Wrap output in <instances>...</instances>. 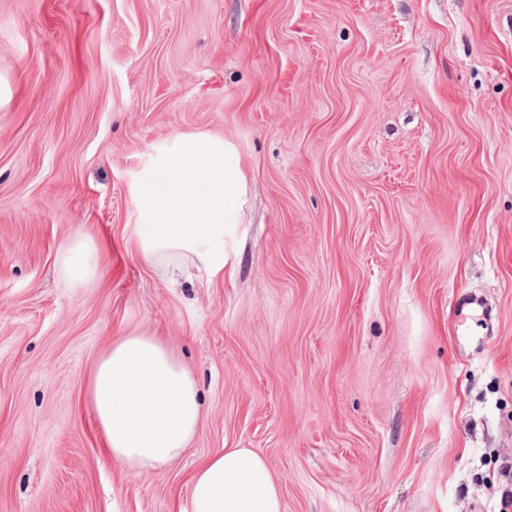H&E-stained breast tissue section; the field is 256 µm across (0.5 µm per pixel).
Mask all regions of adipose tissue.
<instances>
[{
	"label": "adipose tissue",
	"instance_id": "adipose-tissue-1",
	"mask_svg": "<svg viewBox=\"0 0 512 512\" xmlns=\"http://www.w3.org/2000/svg\"><path fill=\"white\" fill-rule=\"evenodd\" d=\"M136 192L139 221L125 229L133 255L164 281L192 270L211 283L223 279L245 203L233 149L216 137L176 139L142 170ZM59 269L69 287L95 283L96 238L65 240ZM88 396L113 462L139 474L179 460L202 422L192 372L173 343L146 329L113 339L92 369ZM178 512H282V499L262 456L223 448L197 464Z\"/></svg>",
	"mask_w": 512,
	"mask_h": 512
}]
</instances>
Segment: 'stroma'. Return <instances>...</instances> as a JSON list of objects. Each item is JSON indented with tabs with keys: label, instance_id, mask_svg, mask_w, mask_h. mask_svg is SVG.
I'll return each instance as SVG.
<instances>
[{
	"label": "stroma",
	"instance_id": "1",
	"mask_svg": "<svg viewBox=\"0 0 512 512\" xmlns=\"http://www.w3.org/2000/svg\"><path fill=\"white\" fill-rule=\"evenodd\" d=\"M191 134L246 177L216 285L124 248ZM80 233L102 278L67 288ZM136 327L204 409L144 475L87 399ZM220 448L283 512H512V0H0V512H177ZM59 269L70 288H86L95 283L102 274L97 239L84 234L65 240L59 248Z\"/></svg>",
	"mask_w": 512,
	"mask_h": 512
}]
</instances>
